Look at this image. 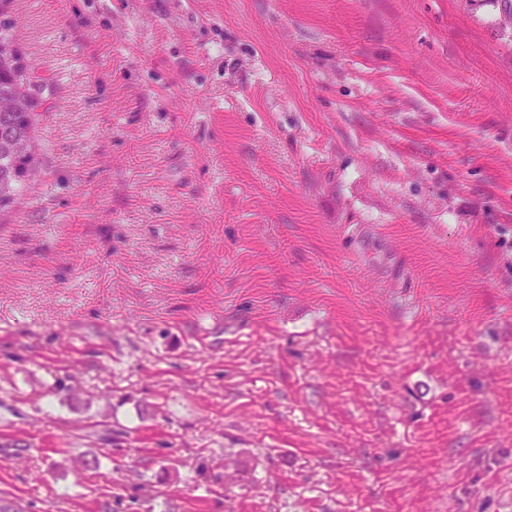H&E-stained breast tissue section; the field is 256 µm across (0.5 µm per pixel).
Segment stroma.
I'll use <instances>...</instances> for the list:
<instances>
[{
  "mask_svg": "<svg viewBox=\"0 0 512 512\" xmlns=\"http://www.w3.org/2000/svg\"><path fill=\"white\" fill-rule=\"evenodd\" d=\"M4 17L50 85L40 176L0 210V499L512 512L497 0Z\"/></svg>",
  "mask_w": 512,
  "mask_h": 512,
  "instance_id": "1",
  "label": "stroma"
}]
</instances>
